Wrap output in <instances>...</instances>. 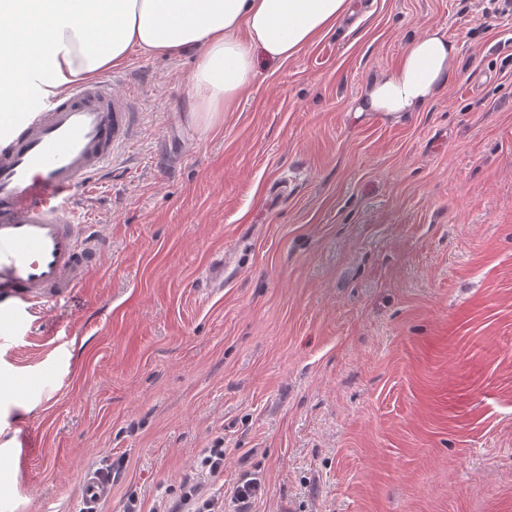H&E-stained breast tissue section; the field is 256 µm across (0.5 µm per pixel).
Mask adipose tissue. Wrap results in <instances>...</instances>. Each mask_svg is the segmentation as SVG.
Wrapping results in <instances>:
<instances>
[{"label":"adipose tissue","instance_id":"1","mask_svg":"<svg viewBox=\"0 0 512 512\" xmlns=\"http://www.w3.org/2000/svg\"><path fill=\"white\" fill-rule=\"evenodd\" d=\"M352 0H0V111L122 66L131 50L199 52L190 77L191 117L207 126L257 75L256 59L286 61L329 31ZM445 32L413 40L398 66L375 79L362 112L401 116L428 104L456 69Z\"/></svg>","mask_w":512,"mask_h":512}]
</instances>
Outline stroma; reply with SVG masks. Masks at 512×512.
I'll return each mask as SVG.
<instances>
[{
  "instance_id": "stroma-1",
  "label": "stroma",
  "mask_w": 512,
  "mask_h": 512,
  "mask_svg": "<svg viewBox=\"0 0 512 512\" xmlns=\"http://www.w3.org/2000/svg\"><path fill=\"white\" fill-rule=\"evenodd\" d=\"M429 29L448 86L357 111ZM195 64L130 53L143 132L80 198L112 248L0 332V455L38 442L0 512H82L89 468L97 512H151L217 445L224 494L260 480L252 512H512V14L355 0L207 129ZM218 253L225 286H200ZM81 498L86 512L96 511V506L110 497L112 492L109 475L101 470L90 468L84 471L80 482Z\"/></svg>"
}]
</instances>
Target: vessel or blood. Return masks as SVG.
Listing matches in <instances>:
<instances>
[{"mask_svg": "<svg viewBox=\"0 0 512 512\" xmlns=\"http://www.w3.org/2000/svg\"><path fill=\"white\" fill-rule=\"evenodd\" d=\"M11 121L0 143L1 331L70 295L99 266L109 242L79 213L76 191L93 188L134 146L142 104L99 77ZM80 489L85 512H95L111 495V479L90 468Z\"/></svg>", "mask_w": 512, "mask_h": 512, "instance_id": "b4317fda", "label": "vessel or blood"}]
</instances>
